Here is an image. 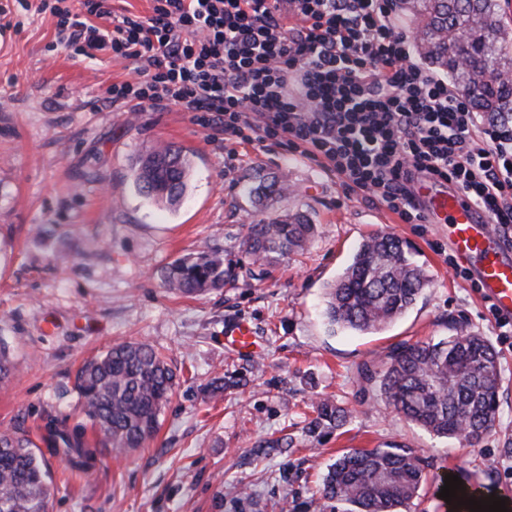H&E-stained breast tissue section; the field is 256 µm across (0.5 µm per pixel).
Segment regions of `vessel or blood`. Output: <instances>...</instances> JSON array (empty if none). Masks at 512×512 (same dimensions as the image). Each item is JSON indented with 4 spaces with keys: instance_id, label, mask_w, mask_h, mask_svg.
<instances>
[{
    "instance_id": "vessel-or-blood-1",
    "label": "vessel or blood",
    "mask_w": 512,
    "mask_h": 512,
    "mask_svg": "<svg viewBox=\"0 0 512 512\" xmlns=\"http://www.w3.org/2000/svg\"><path fill=\"white\" fill-rule=\"evenodd\" d=\"M415 191L427 221L444 225L450 250L477 283L481 296L492 304L497 317L512 322V250L488 217L446 183L422 181Z\"/></svg>"
}]
</instances>
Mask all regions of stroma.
Returning <instances> with one entry per match:
<instances>
[{"label": "stroma", "mask_w": 512, "mask_h": 512, "mask_svg": "<svg viewBox=\"0 0 512 512\" xmlns=\"http://www.w3.org/2000/svg\"><path fill=\"white\" fill-rule=\"evenodd\" d=\"M23 26L0 46V340L16 370L0 383V430L34 442L52 418L81 423L74 388L88 358L147 342L177 369L156 439L127 456L98 457L86 473L46 455L49 512H335L319 495L329 465L352 449L404 445L428 480L413 512H448L445 475L512 500V328L501 326L472 279L456 275L444 227L406 224L284 146L236 143L194 113L125 112L105 100L135 64L88 60L56 42V20L29 0ZM161 143L194 154L188 193L162 211L139 195L131 169ZM286 177L291 191L259 210L247 184ZM304 213L308 249L273 266L250 264L241 243L263 213ZM384 231L407 242L430 278L413 308L376 334L332 329L325 287L357 244ZM208 247L234 283L184 297L161 274ZM246 322L256 351L229 349ZM484 336L501 363L499 408L479 446L407 422L365 370L392 345L448 337L449 323ZM227 384L214 395L215 379ZM344 408L338 429L308 433L319 401Z\"/></svg>", "instance_id": "35a3bbf8"}]
</instances>
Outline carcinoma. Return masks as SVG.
Returning a JSON list of instances; mask_svg holds the SVG:
<instances>
[{
    "instance_id": "carcinoma-1",
    "label": "carcinoma",
    "mask_w": 512,
    "mask_h": 512,
    "mask_svg": "<svg viewBox=\"0 0 512 512\" xmlns=\"http://www.w3.org/2000/svg\"><path fill=\"white\" fill-rule=\"evenodd\" d=\"M398 8L409 18L421 60L466 93L473 111L491 119L512 114V28L502 22L499 0H398ZM191 170L190 155L166 144L140 161L134 184L157 206L174 210L187 192ZM287 191L284 183L261 181L247 194L262 202ZM314 235L305 215H278L249 225L242 248L252 262L271 265L304 250ZM233 277L224 253L213 249L175 261L162 275L168 287L184 294L222 288ZM429 282L408 246L379 232L359 243L349 265L329 285L323 313L333 326L378 332L406 313ZM499 376L490 342L458 334L394 345L378 381L405 419L474 447L495 420ZM175 380V372L152 345L127 341L112 346L77 373L80 411L96 434L94 446L51 420L48 449L85 473L99 454L125 456L149 446ZM345 421L343 410L322 400L308 432L337 428ZM34 448L25 429L0 431V512H48L47 473ZM425 481L422 458L395 445L341 455L330 465L321 494L344 505L343 512H403Z\"/></svg>"
}]
</instances>
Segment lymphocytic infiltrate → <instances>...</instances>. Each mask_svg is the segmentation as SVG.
I'll return each instance as SVG.
<instances>
[{
	"label": "lymphocytic infiltrate",
	"mask_w": 512,
	"mask_h": 512,
	"mask_svg": "<svg viewBox=\"0 0 512 512\" xmlns=\"http://www.w3.org/2000/svg\"><path fill=\"white\" fill-rule=\"evenodd\" d=\"M42 7L75 55L137 62L107 88L112 105L173 104L213 133L288 145L407 224L421 223L414 184L431 176L512 228V119L472 111L413 62L389 0H152L147 16L109 0Z\"/></svg>",
	"instance_id": "1"
}]
</instances>
